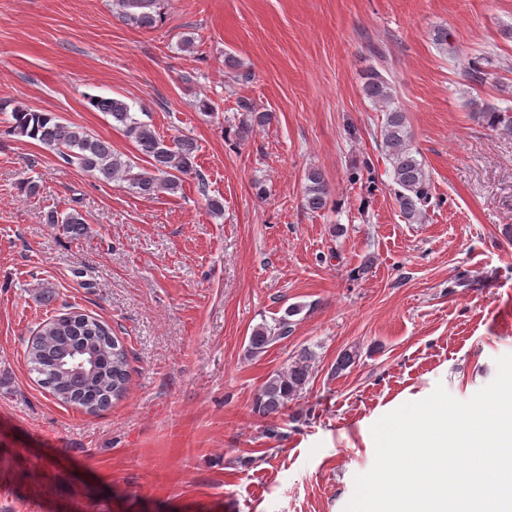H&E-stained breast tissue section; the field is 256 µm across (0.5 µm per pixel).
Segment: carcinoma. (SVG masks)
Masks as SVG:
<instances>
[{"mask_svg": "<svg viewBox=\"0 0 512 512\" xmlns=\"http://www.w3.org/2000/svg\"><path fill=\"white\" fill-rule=\"evenodd\" d=\"M117 4L126 24L141 29L156 26L157 0H117ZM364 93L373 103L386 107L382 136L383 147L392 164L396 185L394 196L404 219L418 223L431 205L432 188L424 164L411 149L406 117L400 110L390 108L393 101L391 84L382 73L374 71L369 75ZM89 103L108 114L115 126L132 138L149 167L137 168L131 160H124L112 151L108 141L46 112L19 105L8 112L1 104L3 118L0 123L8 124L10 133L46 146L64 164L76 165L105 181L120 178L143 197L159 192L175 194L182 189V176L193 170L197 151L194 139L184 137L166 143L151 124L135 118L130 106L122 99L96 100L91 97ZM482 117L490 128L512 132V116L509 114L494 109L482 113ZM306 181L303 206L313 213L325 209L329 189L322 174L312 170L306 174ZM45 223L61 225L72 237L82 236L85 230V220L76 210L66 214L50 211L45 215ZM297 312V307L290 306L274 320V325L263 323L254 328L249 336L250 352L261 353L274 341L287 337L292 327L291 317ZM38 336V341L27 345L24 357L37 384L60 403L87 410L93 404L105 406L125 394L129 380L128 352L112 335V328L107 323L73 311L45 321ZM82 351L95 355L97 375L83 378L71 375L69 364ZM312 360L314 354L304 348L287 370L269 377L255 401L254 411L265 418L282 415L288 402L298 398L309 383Z\"/></svg>", "mask_w": 512, "mask_h": 512, "instance_id": "obj_1", "label": "carcinoma"}]
</instances>
